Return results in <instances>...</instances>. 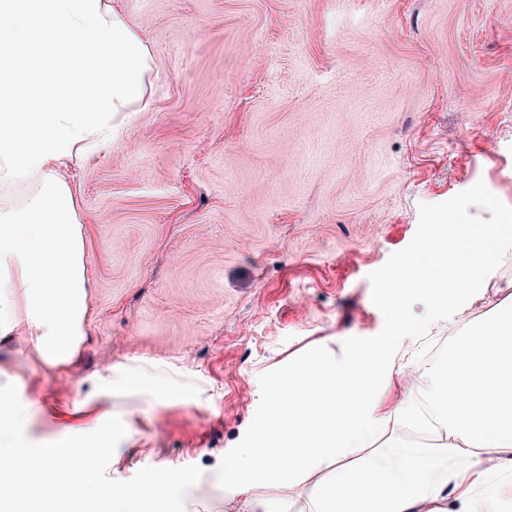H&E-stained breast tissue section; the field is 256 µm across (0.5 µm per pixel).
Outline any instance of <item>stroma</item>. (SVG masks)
<instances>
[{
    "instance_id": "35a3bbf8",
    "label": "stroma",
    "mask_w": 512,
    "mask_h": 512,
    "mask_svg": "<svg viewBox=\"0 0 512 512\" xmlns=\"http://www.w3.org/2000/svg\"><path fill=\"white\" fill-rule=\"evenodd\" d=\"M113 2L154 78L98 163L61 173L88 229L80 356L44 369L16 340L0 363L31 442L117 416L110 478L195 465L196 512H243L216 472L259 376L382 330L368 275L420 204L481 182L512 207V0ZM511 298L505 261L431 342Z\"/></svg>"
}]
</instances>
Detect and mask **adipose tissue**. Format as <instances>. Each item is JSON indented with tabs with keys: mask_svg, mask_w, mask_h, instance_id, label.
I'll list each match as a JSON object with an SVG mask.
<instances>
[{
	"mask_svg": "<svg viewBox=\"0 0 512 512\" xmlns=\"http://www.w3.org/2000/svg\"><path fill=\"white\" fill-rule=\"evenodd\" d=\"M153 60L139 32L109 0H0V345L26 337L35 364L71 366L89 318L86 227L63 168L94 166L130 113L145 109ZM392 366L383 344L320 356L268 392L266 424L222 480L246 512H417L459 491L463 512H500L512 486L481 497L478 466L512 453V304L500 305L448 356L425 394L453 455L401 448L351 467L393 417L414 421V398L387 401ZM330 483L306 501L283 496L325 463ZM278 496L259 495L261 486Z\"/></svg>",
	"mask_w": 512,
	"mask_h": 512,
	"instance_id": "ef3b65f1",
	"label": "adipose tissue"
}]
</instances>
